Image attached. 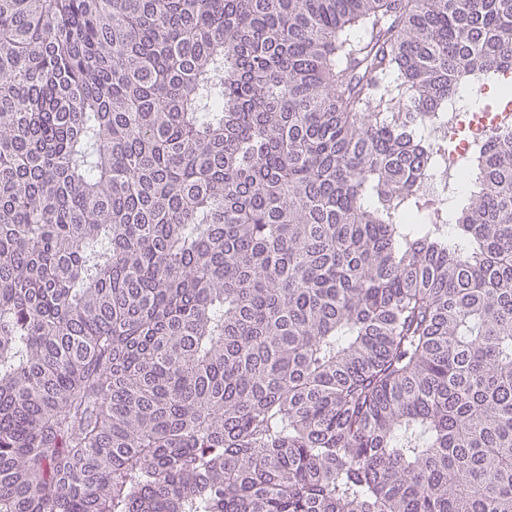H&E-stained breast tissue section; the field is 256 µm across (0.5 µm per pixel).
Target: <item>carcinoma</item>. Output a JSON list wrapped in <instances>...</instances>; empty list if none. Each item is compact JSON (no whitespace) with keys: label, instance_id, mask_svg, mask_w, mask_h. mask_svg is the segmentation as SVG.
<instances>
[{"label":"carcinoma","instance_id":"obj_1","mask_svg":"<svg viewBox=\"0 0 512 512\" xmlns=\"http://www.w3.org/2000/svg\"><path fill=\"white\" fill-rule=\"evenodd\" d=\"M512 0H0V512H512V129L428 139Z\"/></svg>","mask_w":512,"mask_h":512}]
</instances>
